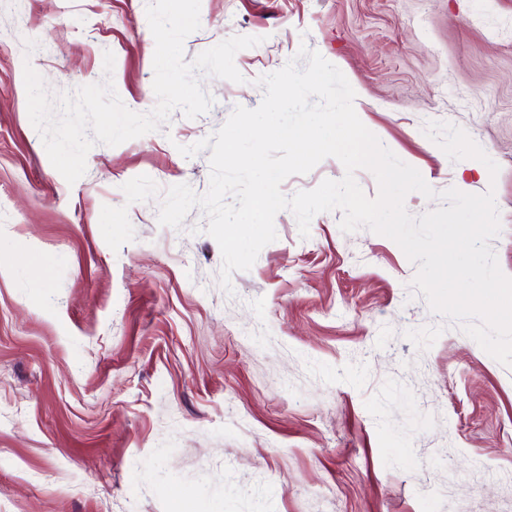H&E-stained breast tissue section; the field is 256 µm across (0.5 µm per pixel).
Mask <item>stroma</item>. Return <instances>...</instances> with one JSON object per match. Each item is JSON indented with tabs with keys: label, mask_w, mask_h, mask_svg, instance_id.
<instances>
[{
	"label": "stroma",
	"mask_w": 512,
	"mask_h": 512,
	"mask_svg": "<svg viewBox=\"0 0 512 512\" xmlns=\"http://www.w3.org/2000/svg\"><path fill=\"white\" fill-rule=\"evenodd\" d=\"M148 3L0 0V512H512V366L430 310L393 240L338 210L304 238L284 210L228 293L201 210L158 223L169 187L209 188L210 150L180 146L257 108L304 45L432 189L494 191L512 277V0H201L185 61L260 37L234 57L244 83L201 76L207 113L95 144L68 184L24 68L54 95L112 78L152 111ZM430 121L498 176L451 161Z\"/></svg>",
	"instance_id": "1"
}]
</instances>
